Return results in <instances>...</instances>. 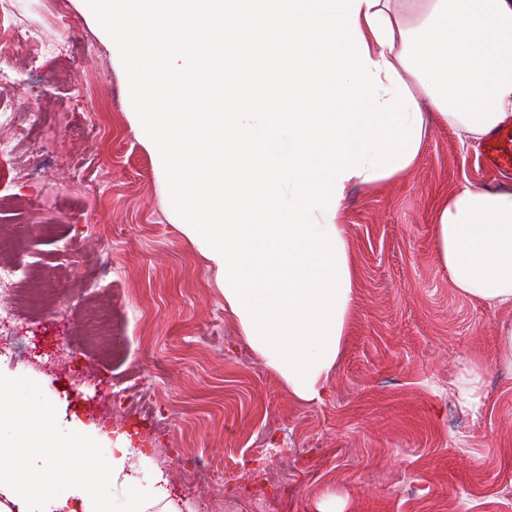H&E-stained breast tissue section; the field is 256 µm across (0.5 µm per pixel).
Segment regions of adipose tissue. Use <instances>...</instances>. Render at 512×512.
<instances>
[{
    "label": "adipose tissue",
    "instance_id": "ef3b65f1",
    "mask_svg": "<svg viewBox=\"0 0 512 512\" xmlns=\"http://www.w3.org/2000/svg\"><path fill=\"white\" fill-rule=\"evenodd\" d=\"M158 96L198 112H138L172 174L173 217L216 270L245 342L302 402H320L353 311L357 269L339 211L416 163L417 94L464 140L512 124V0H76ZM233 63L196 68L164 38L196 21ZM342 95L348 111L327 101ZM275 101L266 109L267 101ZM435 245L455 288L512 308V186H463L434 205ZM32 382L0 377V433L28 447L0 462V512H184L162 469L143 480L129 437L106 445L73 421L52 434ZM121 489L122 500L106 494Z\"/></svg>",
    "mask_w": 512,
    "mask_h": 512
}]
</instances>
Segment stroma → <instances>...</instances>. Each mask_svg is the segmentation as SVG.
Here are the masks:
<instances>
[{
	"label": "stroma",
	"instance_id": "stroma-1",
	"mask_svg": "<svg viewBox=\"0 0 512 512\" xmlns=\"http://www.w3.org/2000/svg\"><path fill=\"white\" fill-rule=\"evenodd\" d=\"M0 49V141L17 175L0 224L19 241L0 300V375L38 379L57 425L79 417L149 449L187 512H512V372L494 364L512 309L461 294L439 261L432 202L503 178L479 143L431 124L412 170L353 187L339 221L358 268L328 398L305 404L243 341L199 247L174 227L169 176L130 116L132 62L74 0H26ZM48 46L35 53L26 35ZM38 84L39 97L27 88ZM487 366L479 416L454 381Z\"/></svg>",
	"mask_w": 512,
	"mask_h": 512
}]
</instances>
